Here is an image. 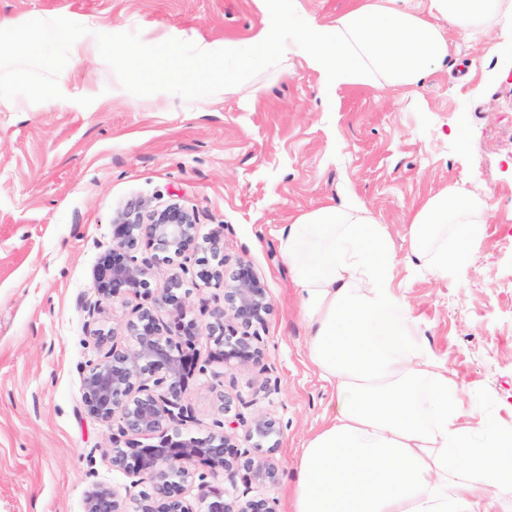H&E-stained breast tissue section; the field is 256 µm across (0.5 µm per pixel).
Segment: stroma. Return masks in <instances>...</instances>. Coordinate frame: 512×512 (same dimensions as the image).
<instances>
[{"label":"stroma","mask_w":512,"mask_h":512,"mask_svg":"<svg viewBox=\"0 0 512 512\" xmlns=\"http://www.w3.org/2000/svg\"><path fill=\"white\" fill-rule=\"evenodd\" d=\"M47 14L94 32L138 29L156 44L245 41L260 25L254 0H0V19ZM450 42L412 91L354 84L328 95L295 54L287 71L256 73L247 109L238 94L116 97L108 65L72 58L60 74L65 99L19 97L0 110V512H84L96 485L130 486L109 462L112 428L84 409L82 379L104 354L94 328H120L167 277L155 268L150 295L105 304L90 324L92 269L132 200L177 201L205 233L223 226L225 253L249 259L269 291L259 363L227 367L200 345L185 395L204 430L221 418L218 383L244 419L281 423L277 484L208 477L227 496L264 492L286 512L298 452L331 399L305 358L308 330L277 240L282 225L329 204L362 201L389 226L394 286L456 371L476 437L512 428V28L478 46ZM456 183L494 209L460 280L410 259L413 214Z\"/></svg>","instance_id":"1"}]
</instances>
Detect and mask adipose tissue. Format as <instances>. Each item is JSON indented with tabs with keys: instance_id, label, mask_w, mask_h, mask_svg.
I'll list each match as a JSON object with an SVG mask.
<instances>
[{
	"instance_id": "ef3b65f1",
	"label": "adipose tissue",
	"mask_w": 512,
	"mask_h": 512,
	"mask_svg": "<svg viewBox=\"0 0 512 512\" xmlns=\"http://www.w3.org/2000/svg\"><path fill=\"white\" fill-rule=\"evenodd\" d=\"M407 0H364L322 24L298 0H255L262 26L245 43L197 41L184 69L214 94L246 90L256 66L287 69L301 53L331 94L344 85L412 88L448 56L446 31ZM447 31L476 40L512 15V0H429ZM491 217L458 186L411 220V251L431 274L462 273ZM279 251L309 336L305 356L332 397L297 458L287 512H506L512 433L476 442L460 424L455 371L394 288L388 225L362 203L321 207L283 225Z\"/></svg>"
}]
</instances>
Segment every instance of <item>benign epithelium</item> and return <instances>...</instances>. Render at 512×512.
Returning a JSON list of instances; mask_svg holds the SVG:
<instances>
[{
    "label": "benign epithelium",
    "instance_id": "benign-epithelium-1",
    "mask_svg": "<svg viewBox=\"0 0 512 512\" xmlns=\"http://www.w3.org/2000/svg\"><path fill=\"white\" fill-rule=\"evenodd\" d=\"M143 244L154 250L152 258L138 259ZM198 251L203 255L197 258L196 276L224 296V305L211 311L206 324L190 318L189 290L175 271L153 305L138 307L121 332L94 331L107 351L83 376L85 411L103 424L117 425L109 457L112 469L133 477L135 486L148 485V491L131 497L129 511L116 490L99 485L88 493L85 512H275L270 497L230 498L205 483L197 467L224 473V481L232 485L239 477L246 483L275 485L279 467L273 454L280 422L263 414L246 421L232 398L221 393L224 421L219 429H195V415L184 401L201 340L213 344L215 356L226 365L245 366L262 354L259 329L265 327L272 304L252 262L224 255L223 232L200 236L193 217L179 203L151 208L131 201L113 220L112 245L94 265L96 299L86 302V312L93 318L104 301L150 293L154 264L172 265ZM160 309L169 312L172 323L158 317ZM136 437L152 443L142 445ZM195 484L199 494L194 509L187 495Z\"/></svg>",
    "mask_w": 512,
    "mask_h": 512
}]
</instances>
